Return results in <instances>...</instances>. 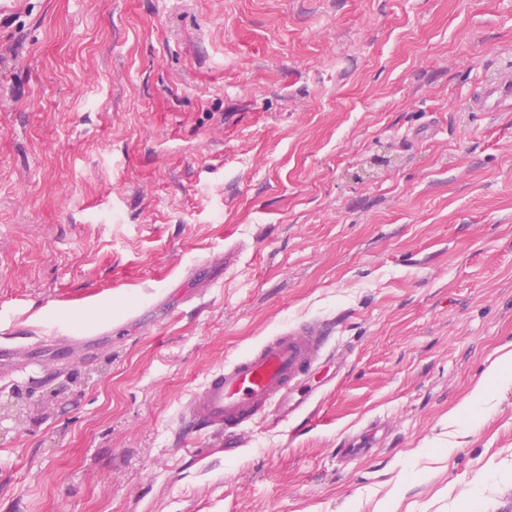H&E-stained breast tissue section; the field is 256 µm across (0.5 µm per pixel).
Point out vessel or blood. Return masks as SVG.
Masks as SVG:
<instances>
[{"label": "vessel or blood", "mask_w": 512, "mask_h": 512, "mask_svg": "<svg viewBox=\"0 0 512 512\" xmlns=\"http://www.w3.org/2000/svg\"><path fill=\"white\" fill-rule=\"evenodd\" d=\"M474 107L480 112L512 107V85L485 87L476 96ZM325 333L322 321L288 325L212 372L192 398L184 419L186 429L192 434L214 430L226 447L241 448L268 420L288 424L310 399L308 378L332 355ZM15 352L11 339H0L1 384L13 382L20 371L14 362ZM380 429L379 423H370L360 444L339 449V457L370 453L381 442Z\"/></svg>", "instance_id": "vessel-or-blood-1"}]
</instances>
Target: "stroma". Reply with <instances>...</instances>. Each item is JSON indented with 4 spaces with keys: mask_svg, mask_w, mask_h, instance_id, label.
Here are the masks:
<instances>
[{
    "mask_svg": "<svg viewBox=\"0 0 512 512\" xmlns=\"http://www.w3.org/2000/svg\"><path fill=\"white\" fill-rule=\"evenodd\" d=\"M507 69L512 0H25L0 334L38 366L0 385V512H512V385L448 423L512 343V108L473 109ZM305 320L345 347L315 418L187 453L207 376ZM490 398L488 384H478L465 401L448 414L449 425H460L462 422H466L468 427H475L479 423L481 414ZM379 431H384V428H382L378 422L370 423L365 428L363 441H361L355 448H339L337 456L340 458H347L370 453L373 448H376L380 444L383 438V434L380 437H377V433Z\"/></svg>",
    "mask_w": 512,
    "mask_h": 512,
    "instance_id": "obj_1",
    "label": "stroma"
}]
</instances>
